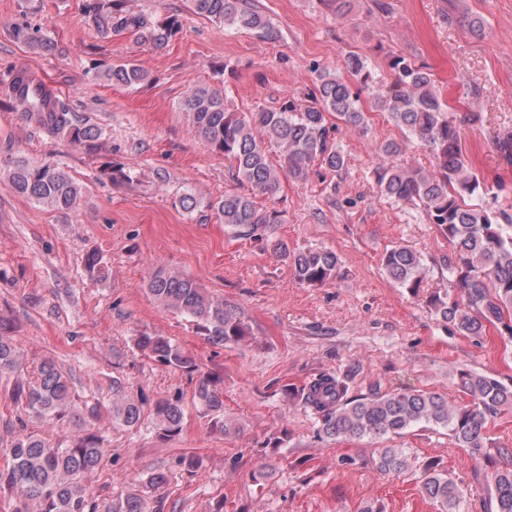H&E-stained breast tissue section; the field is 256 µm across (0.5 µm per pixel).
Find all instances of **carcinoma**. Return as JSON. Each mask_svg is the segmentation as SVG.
Wrapping results in <instances>:
<instances>
[{"label":"carcinoma","mask_w":512,"mask_h":512,"mask_svg":"<svg viewBox=\"0 0 512 512\" xmlns=\"http://www.w3.org/2000/svg\"><path fill=\"white\" fill-rule=\"evenodd\" d=\"M191 10L218 22L254 32L275 40L278 32L253 0H190ZM86 14L104 35L128 31L155 47L168 45L180 32L182 21L172 15L155 24L141 14L122 9L116 0H88ZM346 71L355 82L325 69L319 74V87L310 99L290 103L279 111L259 109L249 115L231 112L224 105V90L210 85L190 89L179 104L197 135L210 149L233 161L231 175L250 193L226 192L212 204L219 220L229 226L255 227L278 223L277 211L257 208L252 196H274L286 175L307 180L312 166L320 163L336 172L343 168L341 152L329 142L334 116L346 126L366 129L367 116L361 92L371 91V103L400 129L408 132L427 149L432 161L428 169L390 162L377 169L379 192L400 203L422 207L429 223L448 239L453 252L448 259V280L463 293L458 300L450 295L436 296V315L453 325L462 336L480 337L493 328L512 338V217L502 212L505 223L497 220L474 199L486 193L483 180L472 171L463 150V127L480 120L475 112H454L438 93L434 74L411 59L394 55L387 67L390 76L373 72L367 61L351 54L344 60ZM105 76L112 83L134 86L148 74L138 64L114 63ZM33 86L28 70L16 69L5 87L6 95L22 115L46 133L68 137L90 146L99 131L85 125L69 103L44 84L37 93H26ZM279 150V163L272 161L268 146ZM10 184L19 194L58 211L69 210L80 197V189L64 171L49 163L14 162ZM274 251L288 259L295 280L311 287L335 280L339 258L331 249L308 248L288 251L283 243ZM383 269L393 282L415 293L425 277L421 254L396 245L382 258ZM86 275L92 280L105 277L103 257L93 252L84 260ZM149 293L162 308L187 316L197 333L214 345L237 343L249 335L239 307L209 295L193 279L163 267L157 268L147 283ZM136 347L158 364L196 375L195 398L214 415V426L230 430L224 422V391L215 375L199 369L195 359L169 338L152 333L136 337ZM26 360L12 338L0 334V373L22 378L14 394L15 402L29 416L47 424L58 422L83 426L97 417L94 410H83L75 402L69 378L52 358H44L32 376H26ZM455 383L469 397L464 406H453L439 392L401 388L368 397H348L346 377L323 373L309 382L299 398L320 422L319 433L336 438L397 437L420 424L446 429L460 447L469 450L477 463L487 459L486 424L505 408H512V386L467 368L456 371ZM141 405L124 394L121 382L112 381V426L131 428L141 419ZM154 414L159 434L173 437L182 430L184 409L178 399H161ZM502 465L484 477L491 512H512V449H497ZM11 465L0 469V488L20 493L24 504H34L37 512H149L142 491L134 490L113 500L89 493L88 474L103 459L100 439L93 434L78 438L67 447L27 430L19 422L10 441ZM375 465L385 473L402 474L410 457L402 448H380ZM423 493L441 506L442 512H463L468 488L449 475L423 465Z\"/></svg>","instance_id":"obj_1"}]
</instances>
